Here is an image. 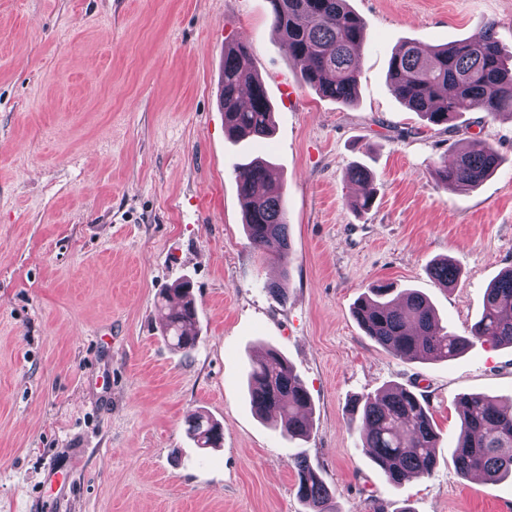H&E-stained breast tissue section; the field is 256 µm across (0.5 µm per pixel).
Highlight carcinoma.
Returning a JSON list of instances; mask_svg holds the SVG:
<instances>
[{"label": "carcinoma", "instance_id": "cac0c4a2", "mask_svg": "<svg viewBox=\"0 0 512 512\" xmlns=\"http://www.w3.org/2000/svg\"><path fill=\"white\" fill-rule=\"evenodd\" d=\"M272 24L288 43L300 66L303 82L323 96L343 104L356 100L358 62L366 23L348 0H269ZM392 92L408 109L429 123L446 125L465 109L512 115V51L494 37V24L479 27L470 37L422 53L406 42L389 63ZM220 105L224 131L234 141L264 138L272 131V112L248 47L224 46ZM498 152L474 140L470 147L443 158L431 171L437 186L475 187L500 166ZM244 211L247 239L257 250H275L287 264L291 254L283 193L275 169L252 159L235 168ZM350 181L364 187L351 207L368 211L377 193L375 177L365 166L347 169ZM431 277L449 286L459 269L443 259L430 267ZM391 285L374 286L361 297L353 315L365 334L384 349L405 359L452 360L482 341L512 347V269L486 289L480 318L470 334L460 336L439 325L430 302L416 290L389 298ZM165 304L161 335L172 348L190 353L198 336L192 332L197 309L190 283L184 281L162 297ZM248 373L249 400L255 413L274 418L282 435L295 440L310 431V397L288 360L270 353ZM457 410L460 430L454 461L464 475L482 473L493 481L512 477V404L501 406L481 394L462 397ZM351 421L365 430L363 447L387 482L399 488L409 478L429 477L437 464L438 434L425 400L402 386H391L356 400ZM188 431L198 447H215L223 440L220 425L195 414ZM297 495L307 512H335L334 491L305 459H296Z\"/></svg>", "mask_w": 512, "mask_h": 512}]
</instances>
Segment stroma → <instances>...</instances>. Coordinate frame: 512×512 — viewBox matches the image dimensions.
Segmentation results:
<instances>
[{
  "instance_id": "obj_1",
  "label": "stroma",
  "mask_w": 512,
  "mask_h": 512,
  "mask_svg": "<svg viewBox=\"0 0 512 512\" xmlns=\"http://www.w3.org/2000/svg\"><path fill=\"white\" fill-rule=\"evenodd\" d=\"M366 22L358 97L306 86L268 0H0V512H306L295 458L337 512H512V481L462 476L461 396L512 403V347L406 360L353 315L375 284L414 288L468 334L512 268V119L452 126L403 106L388 67L495 24L512 51V0H349ZM244 42L272 106L270 138L234 142L219 103L225 44ZM479 139L502 158L479 186L431 171ZM260 157L283 184L291 261L253 249L235 167ZM355 162L377 194L349 202ZM451 260L440 286L430 265ZM286 280L278 300L266 285ZM187 280L198 344L173 351L161 294ZM275 349L312 406L287 440L250 405L247 372ZM425 399L434 473L390 486L365 453L354 398L389 386ZM223 427L197 448L189 417ZM347 177L351 182L361 184L364 187L362 195L352 201V209L358 213L368 211L377 193L373 173L364 165L354 163L347 169Z\"/></svg>"
}]
</instances>
